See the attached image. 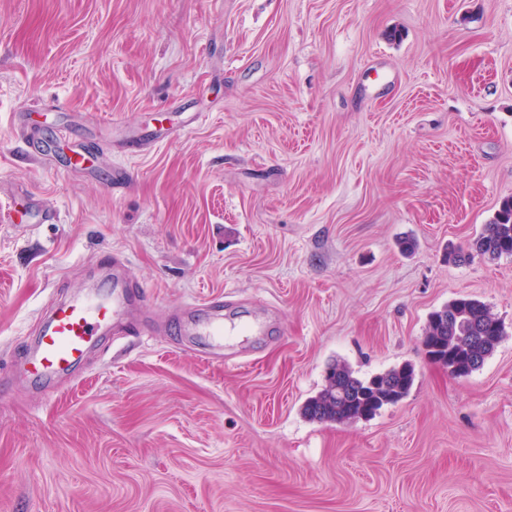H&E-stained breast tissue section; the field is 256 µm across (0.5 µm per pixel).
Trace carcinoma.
Segmentation results:
<instances>
[{
  "label": "carcinoma",
  "instance_id": "1",
  "mask_svg": "<svg viewBox=\"0 0 512 512\" xmlns=\"http://www.w3.org/2000/svg\"><path fill=\"white\" fill-rule=\"evenodd\" d=\"M503 256H512V198L501 202L467 249L448 246L452 263ZM503 334L502 323L483 302L462 296L429 315L422 344L430 359L456 377H467L483 366ZM415 379L409 363L359 377L347 364L336 362L327 371L324 387L305 402L302 412L311 420L336 424L368 419L407 397Z\"/></svg>",
  "mask_w": 512,
  "mask_h": 512
}]
</instances>
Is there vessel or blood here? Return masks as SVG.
I'll use <instances>...</instances> for the list:
<instances>
[{
    "mask_svg": "<svg viewBox=\"0 0 512 512\" xmlns=\"http://www.w3.org/2000/svg\"><path fill=\"white\" fill-rule=\"evenodd\" d=\"M107 296L84 291L58 301L44 316L28 351L32 377L50 383L69 374L97 347L100 337L112 335L137 308L128 267L113 256L105 275Z\"/></svg>",
    "mask_w": 512,
    "mask_h": 512,
    "instance_id": "obj_1",
    "label": "vessel or blood"
}]
</instances>
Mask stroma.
I'll return each mask as SVG.
<instances>
[{"mask_svg": "<svg viewBox=\"0 0 512 512\" xmlns=\"http://www.w3.org/2000/svg\"><path fill=\"white\" fill-rule=\"evenodd\" d=\"M510 197L512 0H0V512H512V257L446 255ZM116 253L151 334L34 381ZM460 296L506 334L455 378ZM215 298L245 333H176ZM337 361L416 381L309 420ZM503 334L502 323L483 302L462 296L429 315L422 344L430 359L467 377L483 366Z\"/></svg>", "mask_w": 512, "mask_h": 512, "instance_id": "35a3bbf8", "label": "stroma"}]
</instances>
